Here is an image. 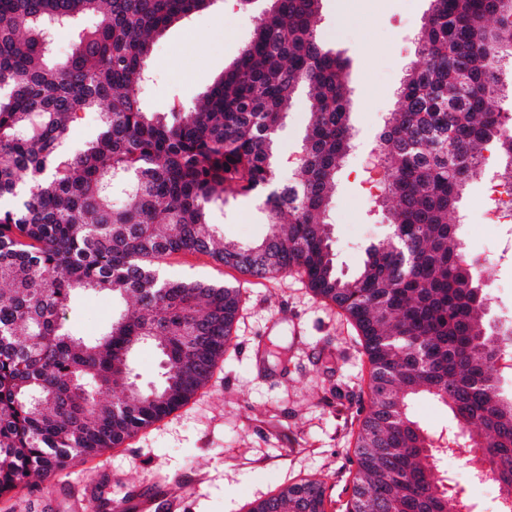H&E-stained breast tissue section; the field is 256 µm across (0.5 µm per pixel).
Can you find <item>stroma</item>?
<instances>
[{
	"instance_id": "1",
	"label": "stroma",
	"mask_w": 512,
	"mask_h": 512,
	"mask_svg": "<svg viewBox=\"0 0 512 512\" xmlns=\"http://www.w3.org/2000/svg\"><path fill=\"white\" fill-rule=\"evenodd\" d=\"M266 5L252 0L244 9L237 0H213L157 36L153 81L143 94L147 110L166 112L175 100L193 106L237 56ZM429 7L430 0L321 2L318 32L347 59L351 89L354 147L336 177L328 217L337 265L348 274L389 230L362 177L399 106L406 70L418 58L415 36ZM483 192V183L474 182L461 202L460 242L469 257L491 252L500 234L484 219ZM217 220L225 240L243 245L271 232L252 199L229 202ZM164 273L232 284L240 279L201 254L169 257ZM482 282L488 319L498 323L512 308V267H483ZM118 306L104 293L82 295L65 313L86 337L97 334ZM369 379L361 338L342 310L293 275L252 281L243 285L229 353L187 404L120 447L0 498V512H111L113 502L132 499L150 501L149 512H248L255 501L306 477L324 482L327 512H346ZM437 467L451 473L454 490L471 500V512H499L497 493L474 487L468 456Z\"/></svg>"
}]
</instances>
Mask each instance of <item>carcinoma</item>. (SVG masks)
Instances as JSON below:
<instances>
[{"mask_svg": "<svg viewBox=\"0 0 512 512\" xmlns=\"http://www.w3.org/2000/svg\"><path fill=\"white\" fill-rule=\"evenodd\" d=\"M211 2L0 0V498L117 447L208 383L242 291L160 274L190 253L249 278L296 274L354 323L370 405L347 512H459L434 476L439 447L409 413L420 395L448 408L473 470L512 512V399L495 370L512 331L486 319L479 261L448 221L484 152L512 185V116L498 106L512 0H430L419 60L379 136L376 203L392 234L353 275L337 267L325 222L353 128L346 60L317 32L322 0H269L192 111L144 109L154 37ZM58 31L71 37L61 59ZM303 88L311 118L286 182L278 134ZM80 112L97 113L101 131L69 151ZM260 191L271 233L224 241L214 209ZM80 292L134 308L88 340L62 317ZM144 344L164 361L158 381L112 397ZM325 500L324 484L305 479L249 512H326Z\"/></svg>", "mask_w": 512, "mask_h": 512, "instance_id": "obj_1", "label": "carcinoma"}]
</instances>
